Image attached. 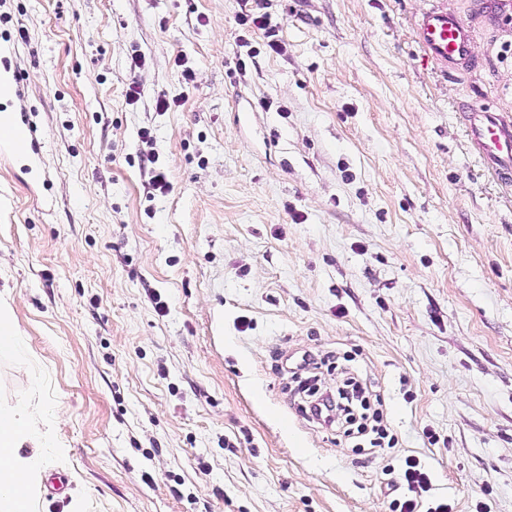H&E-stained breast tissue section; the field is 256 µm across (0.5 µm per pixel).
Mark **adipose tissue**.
Wrapping results in <instances>:
<instances>
[{
	"label": "adipose tissue",
	"instance_id": "ef3b65f1",
	"mask_svg": "<svg viewBox=\"0 0 512 512\" xmlns=\"http://www.w3.org/2000/svg\"><path fill=\"white\" fill-rule=\"evenodd\" d=\"M46 431L21 406L0 407V512H29L32 479L39 473Z\"/></svg>",
	"mask_w": 512,
	"mask_h": 512
}]
</instances>
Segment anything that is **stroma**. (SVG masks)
<instances>
[{
    "mask_svg": "<svg viewBox=\"0 0 512 512\" xmlns=\"http://www.w3.org/2000/svg\"><path fill=\"white\" fill-rule=\"evenodd\" d=\"M472 2L265 0L276 55L240 0H0L29 132L0 137V406L49 436L33 512H391L409 456L425 503L512 512V189L456 113L512 120V24ZM434 6L473 31L448 74L414 38ZM306 353L395 447L298 411ZM0 349L22 355V342L10 316L0 311Z\"/></svg>",
    "mask_w": 512,
    "mask_h": 512,
    "instance_id": "obj_1",
    "label": "stroma"
}]
</instances>
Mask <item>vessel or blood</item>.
Here are the masks:
<instances>
[{
  "label": "vessel or blood",
  "instance_id": "b4317fda",
  "mask_svg": "<svg viewBox=\"0 0 512 512\" xmlns=\"http://www.w3.org/2000/svg\"><path fill=\"white\" fill-rule=\"evenodd\" d=\"M414 36L424 55L439 61L447 71L473 54L468 25L454 14L438 8L427 10L418 17ZM461 116L472 151L494 179L512 187V122L490 110L475 107L463 109Z\"/></svg>",
  "mask_w": 512,
  "mask_h": 512
}]
</instances>
